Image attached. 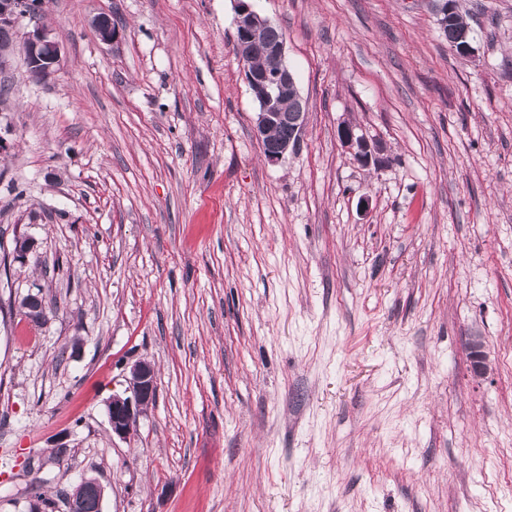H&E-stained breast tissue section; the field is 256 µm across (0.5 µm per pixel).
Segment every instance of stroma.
I'll return each mask as SVG.
<instances>
[{"instance_id": "1", "label": "stroma", "mask_w": 512, "mask_h": 512, "mask_svg": "<svg viewBox=\"0 0 512 512\" xmlns=\"http://www.w3.org/2000/svg\"><path fill=\"white\" fill-rule=\"evenodd\" d=\"M253 4L307 103L280 165L234 0H44L59 69L0 75V256L35 243L0 303L56 305L0 316V512L84 476L102 512H512V0H456L471 57L433 0ZM467 30L470 34L468 24L464 20L463 16L457 12V10L448 16L447 24L441 28V31L448 39V44H451L459 37L461 32ZM457 54L462 56H473L474 48L472 46V39L468 34L460 36L451 47ZM338 138L342 147L353 154L358 161L367 164L372 159L374 150L363 136L356 133L353 125H342L338 130ZM130 396L113 394L107 404L108 422L113 436L126 439L137 417L156 400L157 377L153 365L145 360L135 362L127 378Z\"/></svg>"}]
</instances>
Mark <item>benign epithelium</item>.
<instances>
[{
	"instance_id": "obj_1",
	"label": "benign epithelium",
	"mask_w": 512,
	"mask_h": 512,
	"mask_svg": "<svg viewBox=\"0 0 512 512\" xmlns=\"http://www.w3.org/2000/svg\"><path fill=\"white\" fill-rule=\"evenodd\" d=\"M234 26L237 42L243 43L252 35L259 23L273 24L254 9L251 0H234ZM41 13L38 0H0V29L12 33L8 41H0V73L6 71L12 61L16 48H22L30 74L36 79H45L57 70L61 58L59 42L50 30L36 21ZM34 20L31 30L18 34L17 20L21 17ZM92 27L97 38L104 44H114L121 37V30L112 24L111 19L99 15L92 20ZM266 56L271 64L268 71H258L251 67L248 57L239 56L245 80L258 105L254 120V131L261 143H266L275 127L280 124L288 126V138L281 140L264 153L265 160L278 165L284 162L288 154L295 152L301 140L307 112L306 103L299 93L295 73L288 62L286 39L280 38L266 48ZM293 95L296 104L294 112H275L272 106ZM338 138L343 148L362 162L369 163L373 149L370 144L355 131L351 124H344L338 130ZM34 250V242L27 236L15 239L12 258L15 262L27 261ZM473 368L478 374L486 372L485 355L482 343L474 338L470 343ZM130 395H112L107 404L108 422L112 434L126 439L136 423L137 417L156 400L157 377L153 365L145 360L135 362L127 378ZM103 486L94 478L83 477L76 484L65 500L66 512H83L84 499L87 494L98 496V506H103Z\"/></svg>"
}]
</instances>
